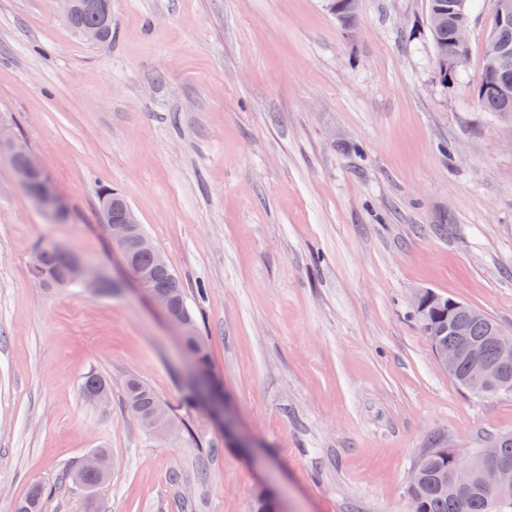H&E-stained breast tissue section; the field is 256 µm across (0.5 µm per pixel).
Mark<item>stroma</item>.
Returning a JSON list of instances; mask_svg holds the SVG:
<instances>
[{
	"mask_svg": "<svg viewBox=\"0 0 512 512\" xmlns=\"http://www.w3.org/2000/svg\"><path fill=\"white\" fill-rule=\"evenodd\" d=\"M427 0H112L90 44L55 0H0V131L30 147L69 210L57 223L0 159V512L37 482L44 512H411L436 446L512 433V394L436 370L414 313L430 290L512 329V136L476 101L493 0H475L466 68L443 79ZM122 193L188 293L243 448L185 402L188 364L123 280L98 216ZM108 288H42L38 242ZM90 372L112 404L86 400ZM149 384L179 430L122 404ZM117 461L90 492L68 473ZM95 453L99 454L102 458L103 464L109 472V479L112 475L113 462L110 456L108 449L106 448H96L94 449ZM93 452H90L82 459V464L80 466L81 472L85 474L81 478V486L87 489H97L103 484L100 482L99 477L96 473H86V472H100L101 471V462L99 456ZM107 481V482H108ZM106 482V483H107Z\"/></svg>",
	"mask_w": 512,
	"mask_h": 512,
	"instance_id": "stroma-1",
	"label": "stroma"
}]
</instances>
